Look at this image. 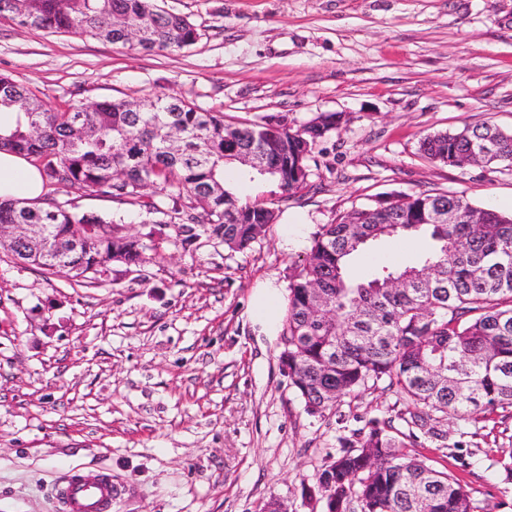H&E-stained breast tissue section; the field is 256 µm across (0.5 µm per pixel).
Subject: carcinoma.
<instances>
[{
  "label": "carcinoma",
  "instance_id": "cac0c4a2",
  "mask_svg": "<svg viewBox=\"0 0 512 512\" xmlns=\"http://www.w3.org/2000/svg\"><path fill=\"white\" fill-rule=\"evenodd\" d=\"M5 16L21 27L121 45L128 44L125 30L136 27L142 35L131 48L144 52L189 50L200 37L188 17L158 0H0ZM1 112L16 113V121L0 132V148L24 155L47 189L43 207L1 201L0 225H42L48 257L18 241L10 252L48 276L78 281L96 278L113 251L132 265L150 246L110 219L64 207L54 191L138 205L148 224L176 219L185 240L203 234L240 252L277 214L226 186L232 151L243 142L268 151L266 169L248 170L249 178L275 179L295 193L307 185L319 140L341 122L331 113L299 127L286 114L228 123L222 112L170 95L94 105L72 99L55 110L2 74ZM419 151L450 167L475 159L512 168V133L481 123L427 135ZM116 168L123 177L112 178ZM395 236L424 238L430 248L414 266H385L367 279L350 274L356 254ZM150 248L162 255V246ZM394 281L404 287H391ZM278 361L310 416L379 388L405 407L397 418L406 432L390 417L373 418L340 438L343 453L316 476L324 512H472L460 481L409 449L424 447L421 434L446 438L438 425L448 415L512 409V215L446 192L338 215L315 233L290 277Z\"/></svg>",
  "mask_w": 512,
  "mask_h": 512
}]
</instances>
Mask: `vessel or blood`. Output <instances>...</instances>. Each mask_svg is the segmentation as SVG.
<instances>
[{
	"mask_svg": "<svg viewBox=\"0 0 512 512\" xmlns=\"http://www.w3.org/2000/svg\"><path fill=\"white\" fill-rule=\"evenodd\" d=\"M54 495L57 512H112L118 492L106 472L74 471L60 478Z\"/></svg>",
	"mask_w": 512,
	"mask_h": 512,
	"instance_id": "obj_1",
	"label": "vessel or blood"
}]
</instances>
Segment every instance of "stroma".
<instances>
[{
  "instance_id": "stroma-1",
  "label": "stroma",
  "mask_w": 512,
  "mask_h": 512,
  "mask_svg": "<svg viewBox=\"0 0 512 512\" xmlns=\"http://www.w3.org/2000/svg\"><path fill=\"white\" fill-rule=\"evenodd\" d=\"M200 33L182 52L141 53L0 19V74L52 108L180 97L236 121L284 114L300 125L338 113L308 185L238 183L278 224L237 252L162 228L146 254L92 284L47 277L0 253V512H57L70 469L105 470L114 512H311L316 474L338 440L396 414L383 390L308 415L282 373L278 337L249 317L257 282L288 283L306 248L278 225L319 230L337 214L423 191L512 214V170L429 162L425 135L488 121L512 130V0H159ZM444 459L474 512H512V409L485 423L448 418Z\"/></svg>"
}]
</instances>
